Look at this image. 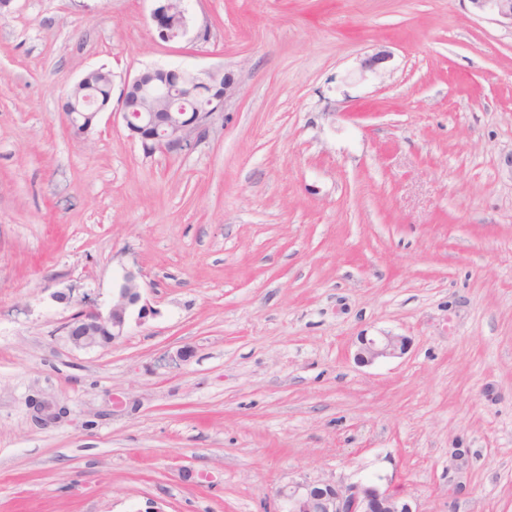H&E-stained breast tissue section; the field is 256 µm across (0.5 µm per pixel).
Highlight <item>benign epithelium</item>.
I'll use <instances>...</instances> for the list:
<instances>
[{"label": "benign epithelium", "mask_w": 512, "mask_h": 512, "mask_svg": "<svg viewBox=\"0 0 512 512\" xmlns=\"http://www.w3.org/2000/svg\"><path fill=\"white\" fill-rule=\"evenodd\" d=\"M470 2L477 12L490 13L498 22L512 26V0ZM174 12L183 18L187 16L184 0H155L151 18L158 37L164 42H177L187 33L186 25L173 30L174 20L170 15ZM195 86L211 94L208 112L201 115L177 110V99H189ZM237 89L233 73L220 68L201 73L178 67L148 68L124 83L118 115L129 137L138 140L144 150L178 155L207 137L216 115L225 110ZM132 98L143 104V108L131 111ZM67 120L75 135L89 137L91 127L86 125V115L78 108H68ZM140 300L139 273L127 270L118 286L112 289V303L107 309L86 304L72 315L63 330L78 348L110 347L125 336L133 310H138L141 316L145 314L146 308L138 306ZM359 343L355 359L360 364L371 365L382 358L406 354L410 339L387 332L380 336H362ZM278 494L288 512H415L403 495L371 483L345 488L297 483L280 489Z\"/></svg>", "instance_id": "7a95c632"}]
</instances>
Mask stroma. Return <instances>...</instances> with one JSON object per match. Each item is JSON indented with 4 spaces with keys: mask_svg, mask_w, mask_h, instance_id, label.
Returning <instances> with one entry per match:
<instances>
[{
    "mask_svg": "<svg viewBox=\"0 0 512 512\" xmlns=\"http://www.w3.org/2000/svg\"><path fill=\"white\" fill-rule=\"evenodd\" d=\"M152 8L0 9V512H281L296 482L512 512V26L469 0H187L165 44ZM149 66L239 92L178 156L107 112L73 135L86 72L117 94ZM128 269L145 318L73 347ZM382 331L408 352L358 364Z\"/></svg>",
    "mask_w": 512,
    "mask_h": 512,
    "instance_id": "35a3bbf8",
    "label": "stroma"
}]
</instances>
